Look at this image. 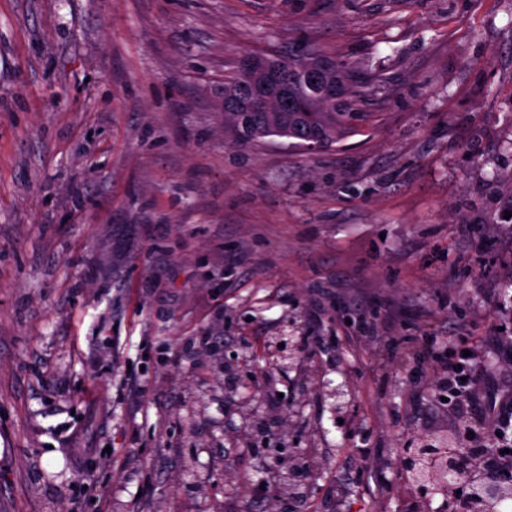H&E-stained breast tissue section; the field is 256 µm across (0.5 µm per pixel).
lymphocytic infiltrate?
Returning a JSON list of instances; mask_svg holds the SVG:
<instances>
[{"mask_svg":"<svg viewBox=\"0 0 512 512\" xmlns=\"http://www.w3.org/2000/svg\"><path fill=\"white\" fill-rule=\"evenodd\" d=\"M455 360L439 361L434 376L442 397L463 426L468 466L483 483L512 481V392H486L472 365L482 350L466 343Z\"/></svg>","mask_w":512,"mask_h":512,"instance_id":"1","label":"lymphocytic infiltrate"}]
</instances>
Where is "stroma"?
I'll list each match as a JSON object with an SVG mask.
<instances>
[{"label":"stroma","mask_w":512,"mask_h":512,"mask_svg":"<svg viewBox=\"0 0 512 512\" xmlns=\"http://www.w3.org/2000/svg\"><path fill=\"white\" fill-rule=\"evenodd\" d=\"M291 51L359 132L234 145ZM460 326L512 336V0H0V512H408ZM316 56L331 61L332 68L326 81L342 87L340 98L328 97L305 84L297 88L292 82L294 72L299 71L309 61L305 72L306 83L312 86L322 84L324 73L330 68V64L323 59L310 61ZM277 59L283 64L285 84L296 90L294 107L297 108L300 103V109L308 111V115L304 117L307 122L297 120L300 112H282L280 101L274 94L267 99L264 97V92L280 82L281 66L276 61L245 56L241 58L239 67L251 73L253 94L258 106L264 99L265 102L261 109L252 110L245 98L250 79L237 70L233 76L224 80V130L230 132L233 143L245 145L267 137H279L296 140L292 144L311 149L308 146L311 137L319 129L323 136L319 149H326L359 131L355 124L357 112L351 111L356 99L361 97L362 90L344 64L317 53L293 54L288 58ZM237 103L241 105L238 106ZM241 112H248L245 122ZM244 123L248 125V129L241 135Z\"/></svg>","instance_id":"35a3bbf8"}]
</instances>
